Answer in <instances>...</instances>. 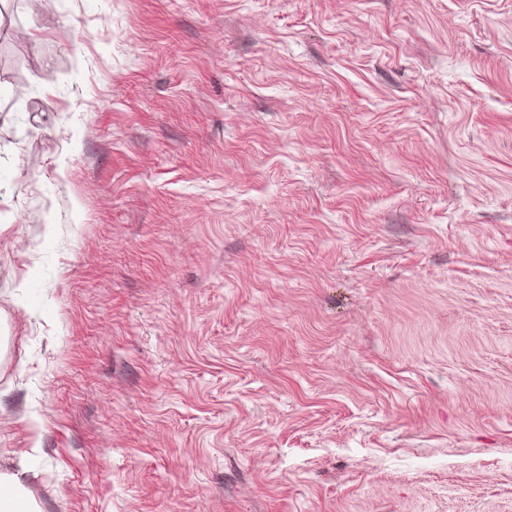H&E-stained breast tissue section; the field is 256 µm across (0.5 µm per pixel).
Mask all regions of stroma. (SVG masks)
Listing matches in <instances>:
<instances>
[{
  "label": "stroma",
  "instance_id": "1",
  "mask_svg": "<svg viewBox=\"0 0 512 512\" xmlns=\"http://www.w3.org/2000/svg\"><path fill=\"white\" fill-rule=\"evenodd\" d=\"M41 512H512V0H0V467Z\"/></svg>",
  "mask_w": 512,
  "mask_h": 512
}]
</instances>
